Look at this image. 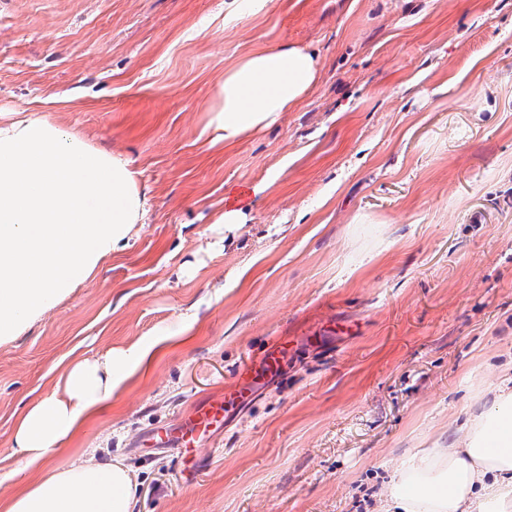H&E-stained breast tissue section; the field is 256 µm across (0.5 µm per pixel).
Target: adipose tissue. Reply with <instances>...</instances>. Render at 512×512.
<instances>
[{"label": "adipose tissue", "instance_id": "adipose-tissue-1", "mask_svg": "<svg viewBox=\"0 0 512 512\" xmlns=\"http://www.w3.org/2000/svg\"><path fill=\"white\" fill-rule=\"evenodd\" d=\"M301 46L258 47L225 70L204 129L233 146L267 128L316 84ZM136 171L59 120L20 109L0 120V340L86 281L122 248L145 214ZM151 353L144 346L70 363L55 390L16 425L23 477L0 512H135L138 484L120 461L54 458ZM384 512H512V390L470 417L460 439L402 461L383 490Z\"/></svg>", "mask_w": 512, "mask_h": 512}]
</instances>
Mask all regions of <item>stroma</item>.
<instances>
[{"label":"stroma","instance_id":"35a3bbf8","mask_svg":"<svg viewBox=\"0 0 512 512\" xmlns=\"http://www.w3.org/2000/svg\"><path fill=\"white\" fill-rule=\"evenodd\" d=\"M236 6L0 0V114L122 154L149 200L123 250L0 342V496L61 367L154 338L69 442L137 473L138 512H379L394 468L512 374V0H269L225 24ZM258 45L309 48L319 80L210 145L215 88ZM228 202L240 230L216 221ZM283 340L278 375L197 453L148 443Z\"/></svg>","mask_w":512,"mask_h":512}]
</instances>
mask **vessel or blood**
<instances>
[{
	"label": "vessel or blood",
	"instance_id": "vessel-or-blood-1",
	"mask_svg": "<svg viewBox=\"0 0 512 512\" xmlns=\"http://www.w3.org/2000/svg\"><path fill=\"white\" fill-rule=\"evenodd\" d=\"M253 391V385L246 384L220 397L209 399L183 418L178 426L153 429L149 435L162 448H178L184 451L194 449L201 436L223 428L228 405L244 401Z\"/></svg>",
	"mask_w": 512,
	"mask_h": 512
}]
</instances>
